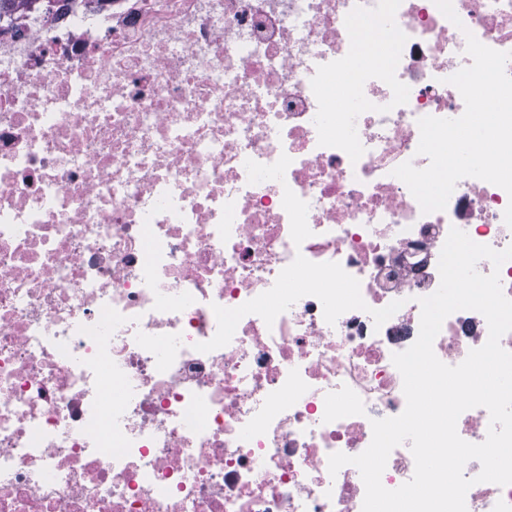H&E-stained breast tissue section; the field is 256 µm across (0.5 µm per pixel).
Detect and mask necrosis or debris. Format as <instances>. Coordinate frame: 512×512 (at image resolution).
<instances>
[{"instance_id": "1", "label": "necrosis or debris", "mask_w": 512, "mask_h": 512, "mask_svg": "<svg viewBox=\"0 0 512 512\" xmlns=\"http://www.w3.org/2000/svg\"><path fill=\"white\" fill-rule=\"evenodd\" d=\"M452 2L0 17V512H362L328 458L403 412L392 356L450 229L512 245L501 187L425 214L393 174L429 163L419 118L463 114L467 35L512 52V0ZM488 334L459 310L433 349L455 366ZM480 470L467 512H512Z\"/></svg>"}]
</instances>
